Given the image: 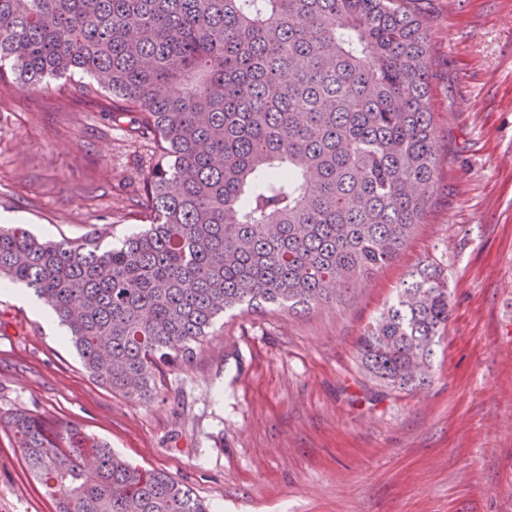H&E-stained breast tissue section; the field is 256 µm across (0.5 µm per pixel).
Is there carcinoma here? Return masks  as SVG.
<instances>
[{"label": "carcinoma", "mask_w": 512, "mask_h": 512, "mask_svg": "<svg viewBox=\"0 0 512 512\" xmlns=\"http://www.w3.org/2000/svg\"><path fill=\"white\" fill-rule=\"evenodd\" d=\"M407 0H0V82L78 80L149 138L146 229L116 248L0 226V280L34 290L85 370L142 400L219 316L336 302L397 258L434 189L427 33ZM450 316L421 262L361 336L370 379L418 393ZM56 512H209L69 424L0 413Z\"/></svg>", "instance_id": "cac0c4a2"}]
</instances>
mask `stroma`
Returning a JSON list of instances; mask_svg holds the SVG:
<instances>
[{
  "instance_id": "stroma-1",
  "label": "stroma",
  "mask_w": 512,
  "mask_h": 512,
  "mask_svg": "<svg viewBox=\"0 0 512 512\" xmlns=\"http://www.w3.org/2000/svg\"><path fill=\"white\" fill-rule=\"evenodd\" d=\"M428 35L436 179L399 256L341 301L217 320L147 400L85 370L33 304L0 294V409L70 424L212 512H512V0H414ZM152 142L64 81L0 94V216L38 239L138 231ZM448 276L432 383L376 385L357 344L412 267ZM0 425V512H55Z\"/></svg>"
}]
</instances>
